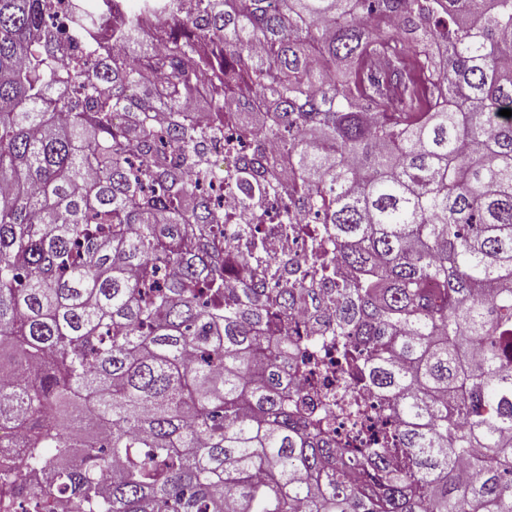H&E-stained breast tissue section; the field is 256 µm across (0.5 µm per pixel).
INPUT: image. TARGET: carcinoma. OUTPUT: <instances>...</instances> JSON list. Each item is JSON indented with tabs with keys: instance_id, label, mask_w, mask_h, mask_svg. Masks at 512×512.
Returning <instances> with one entry per match:
<instances>
[{
	"instance_id": "cac0c4a2",
	"label": "carcinoma",
	"mask_w": 512,
	"mask_h": 512,
	"mask_svg": "<svg viewBox=\"0 0 512 512\" xmlns=\"http://www.w3.org/2000/svg\"><path fill=\"white\" fill-rule=\"evenodd\" d=\"M202 2L69 0L63 34L61 0H0V445L28 434L6 501L512 512V0ZM252 95L263 121L240 136L282 151L258 180L238 167L242 209L315 196L311 262L357 271L328 327L395 425L347 461L316 437L327 414L284 394L314 289L227 295L185 235L224 226L198 146Z\"/></svg>"
}]
</instances>
